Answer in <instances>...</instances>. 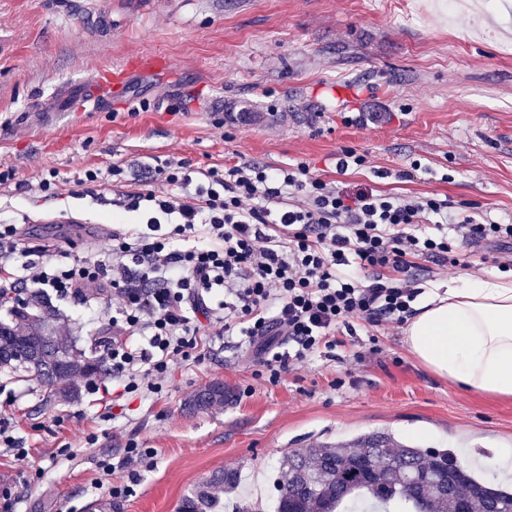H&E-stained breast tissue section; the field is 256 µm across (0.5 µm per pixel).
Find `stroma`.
Segmentation results:
<instances>
[{"instance_id": "35a3bbf8", "label": "stroma", "mask_w": 512, "mask_h": 512, "mask_svg": "<svg viewBox=\"0 0 512 512\" xmlns=\"http://www.w3.org/2000/svg\"><path fill=\"white\" fill-rule=\"evenodd\" d=\"M481 0H0V224L22 241L100 259L113 225L135 214L75 198L85 169L120 166L126 190L156 158L197 170L235 162L272 168L305 162L344 190L436 195L512 220V24ZM159 55L157 70L136 66ZM124 67L122 84L93 87L96 71ZM148 101V111L137 108ZM369 113L360 123L349 116ZM354 147L363 167L339 173L336 153ZM56 171L59 194L40 180ZM448 275L496 274L481 247L465 242ZM112 298L98 314L56 301L61 336L78 355H97ZM207 355L174 368L161 398L123 397L104 406L81 379L73 401L47 402L20 369L0 370V408L28 450L17 461L0 447V493L10 512H93L109 484L136 473L132 496L114 512H178L184 495L218 469L241 483L224 495L270 512L279 463L289 450L347 442L372 430L402 441L456 449L481 479L500 480L512 449V399H490L426 372L408 353L400 326L376 328L374 352L346 344L314 356L298 375L256 379L247 357L203 324ZM220 382L224 403L192 411L201 387ZM153 458L104 478L98 462L122 459L129 440Z\"/></svg>"}]
</instances>
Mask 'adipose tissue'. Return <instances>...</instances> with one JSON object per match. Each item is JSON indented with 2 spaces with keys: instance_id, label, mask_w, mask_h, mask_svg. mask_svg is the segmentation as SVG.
Here are the masks:
<instances>
[{
  "instance_id": "1",
  "label": "adipose tissue",
  "mask_w": 512,
  "mask_h": 512,
  "mask_svg": "<svg viewBox=\"0 0 512 512\" xmlns=\"http://www.w3.org/2000/svg\"><path fill=\"white\" fill-rule=\"evenodd\" d=\"M414 309L403 343L421 367L472 392L512 397V274L448 277Z\"/></svg>"
}]
</instances>
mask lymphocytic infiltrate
I'll return each instance as SVG.
<instances>
[{
	"label": "lymphocytic infiltrate",
	"instance_id": "1",
	"mask_svg": "<svg viewBox=\"0 0 512 512\" xmlns=\"http://www.w3.org/2000/svg\"><path fill=\"white\" fill-rule=\"evenodd\" d=\"M154 173L167 190L99 192L105 176H122L117 166L79 179L100 205L142 216L143 229L113 231L107 259L55 264L20 245L16 225H0V306L30 283L86 305L102 288L119 296L103 356L126 395H161L177 365L204 360L203 318L253 352L256 377L275 384L315 355L335 356L336 334L355 336L353 320L404 324L423 274L450 261L456 241L512 270V224L449 214L436 196L349 193L303 162L220 172L167 159ZM176 238L184 249L172 247Z\"/></svg>",
	"mask_w": 512,
	"mask_h": 512
}]
</instances>
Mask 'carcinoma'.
Listing matches in <instances>:
<instances>
[{
	"label": "carcinoma",
	"mask_w": 512,
	"mask_h": 512,
	"mask_svg": "<svg viewBox=\"0 0 512 512\" xmlns=\"http://www.w3.org/2000/svg\"><path fill=\"white\" fill-rule=\"evenodd\" d=\"M55 311L40 296L0 321V367L19 364L35 376L53 400H74L77 379L95 377L103 364L82 359L53 326ZM224 404V385L213 383L188 402L192 410ZM275 512H338L367 493L382 506L406 512H512V492L478 482L451 448H420L383 432L347 445L320 442L282 456ZM235 470H219L183 496L179 512H220V494L237 487Z\"/></svg>",
	"instance_id": "cac0c4a2"
}]
</instances>
